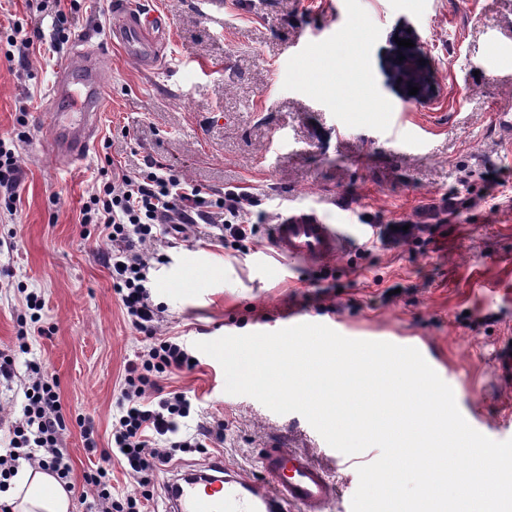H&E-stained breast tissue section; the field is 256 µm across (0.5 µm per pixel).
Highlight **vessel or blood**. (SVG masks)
Segmentation results:
<instances>
[{"label":"vessel or blood","instance_id":"obj_1","mask_svg":"<svg viewBox=\"0 0 512 512\" xmlns=\"http://www.w3.org/2000/svg\"><path fill=\"white\" fill-rule=\"evenodd\" d=\"M109 38L130 60L155 65L168 45L167 23L154 12L134 7L132 0H112ZM88 30L80 35V50L60 66L44 115V148L54 162L70 167L82 162L93 148L101 112L104 78L101 61L90 44ZM342 234L334 224L314 213L282 217L274 226L273 246L280 257L322 262L340 251ZM261 478L231 468L222 456H213L205 475L185 474L166 482L164 494L174 512H332L338 483L301 453L288 449L267 452L260 461Z\"/></svg>","mask_w":512,"mask_h":512}]
</instances>
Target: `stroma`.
<instances>
[{"label": "stroma", "mask_w": 512, "mask_h": 512, "mask_svg": "<svg viewBox=\"0 0 512 512\" xmlns=\"http://www.w3.org/2000/svg\"><path fill=\"white\" fill-rule=\"evenodd\" d=\"M39 0H0V139L18 151L16 214L0 200V352L13 349L40 294L44 334L34 357L53 373L66 416L94 418L100 445L125 368L142 342L127 322L103 261L107 242L83 234L80 210L105 165L132 174L159 161L205 190L246 188L259 201L247 250L211 244L209 226L188 240L156 242L149 271L161 306L158 332L188 343L273 332L300 323L417 348L452 388L463 416L479 415L485 436L512 439V382L495 371L512 339V0H224V17L197 0H135L161 14L170 40L164 65L149 69L107 41L110 0H78L66 21ZM32 42L8 56L15 24ZM94 30L106 70L97 142L70 170L40 148L38 122L56 69L80 31ZM416 38L436 96L421 102L390 86L386 63L404 35ZM26 124H19V115ZM296 210L344 232L338 256L288 261L271 247L273 226ZM404 224L408 232L387 236ZM171 375L166 390L196 409L187 426L224 423L223 443L177 454L183 470L210 457L260 473L267 449L305 453L358 487L370 448L344 455L298 413L279 415L225 391L219 362ZM24 361L0 381V440L24 402ZM72 465V512H97L85 484L96 468L80 430L62 436Z\"/></svg>", "instance_id": "1"}]
</instances>
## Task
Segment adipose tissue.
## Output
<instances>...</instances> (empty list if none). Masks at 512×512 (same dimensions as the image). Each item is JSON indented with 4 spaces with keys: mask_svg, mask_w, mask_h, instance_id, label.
I'll return each mask as SVG.
<instances>
[{
    "mask_svg": "<svg viewBox=\"0 0 512 512\" xmlns=\"http://www.w3.org/2000/svg\"><path fill=\"white\" fill-rule=\"evenodd\" d=\"M7 501L11 512H70L72 492L51 473L29 467L9 491Z\"/></svg>",
    "mask_w": 512,
    "mask_h": 512,
    "instance_id": "obj_1",
    "label": "adipose tissue"
}]
</instances>
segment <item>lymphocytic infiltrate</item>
Returning <instances> with one entry per match:
<instances>
[{
    "mask_svg": "<svg viewBox=\"0 0 512 512\" xmlns=\"http://www.w3.org/2000/svg\"><path fill=\"white\" fill-rule=\"evenodd\" d=\"M254 196L241 187L223 195L204 192L201 185L160 164L149 162L138 173L117 174L102 182L85 202L83 221L96 225L109 244L105 261L112 284L133 329L146 344L126 370L112 416L110 446L99 449L96 424L87 415L68 420L57 392V380L40 361L26 364L27 396L22 416L10 429L9 445L0 453V494L8 492L20 461L52 471L64 483L73 471L61 446L69 424H76L89 452L99 453L103 463L85 474L95 494L99 512H141L139 498L112 495L111 462H118L135 478L165 468L176 452L205 451L209 443L224 439L223 423L203 427L196 436L181 428L193 410L180 392L165 390L171 374L193 370V352L176 337L157 335L161 312L149 286L150 248L162 234H178L187 224H209L221 234L242 243L254 233L248 222Z\"/></svg>",
    "mask_w": 512,
    "mask_h": 512,
    "instance_id": "lymphocytic-infiltrate-1",
    "label": "lymphocytic infiltrate"
}]
</instances>
